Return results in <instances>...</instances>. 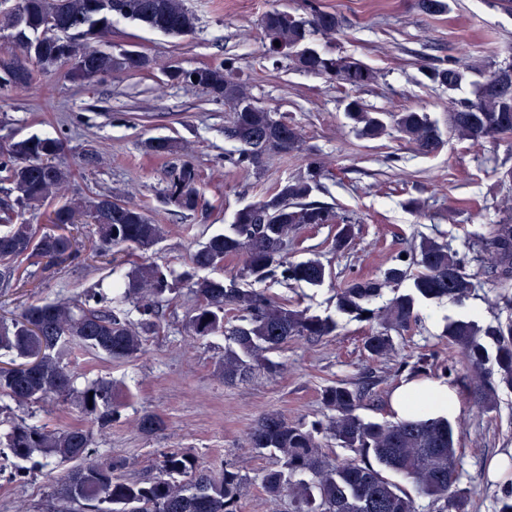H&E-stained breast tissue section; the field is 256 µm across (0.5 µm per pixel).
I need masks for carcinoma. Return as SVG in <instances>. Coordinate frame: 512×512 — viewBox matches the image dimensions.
Returning a JSON list of instances; mask_svg holds the SVG:
<instances>
[{
    "instance_id": "cac0c4a2",
    "label": "carcinoma",
    "mask_w": 512,
    "mask_h": 512,
    "mask_svg": "<svg viewBox=\"0 0 512 512\" xmlns=\"http://www.w3.org/2000/svg\"><path fill=\"white\" fill-rule=\"evenodd\" d=\"M143 24L171 36H188L197 28L187 0H0V48L17 61L37 66L44 73L66 70L74 82L90 81L100 72H149L155 63L145 54L132 65L128 51L117 53L100 45L101 38L84 39L74 62L64 58L61 41L68 28L85 26L110 32L112 18ZM342 19L307 0L305 14L274 8L260 19L270 56H285L293 68L321 76L347 91L346 112L359 134L370 140L387 132L379 113L369 111L357 93L377 80V71L354 57H334L308 46L317 34L341 32ZM280 46H275L274 42ZM470 67L463 60H448L428 69L426 76L450 90L459 89ZM168 82L200 90L229 112L225 137L238 144L232 164L243 172H259L273 152L303 151L297 126L259 105L236 76L235 61L184 69L164 67ZM32 70L19 74L0 69V94L7 96L29 87ZM512 63L499 65L477 84L475 98L454 102L450 127L454 135L473 145L512 137ZM393 129L422 153L440 145L436 126L424 112L405 110L391 114ZM146 147L157 157L177 153L184 145L169 137L150 139ZM59 138L31 136L0 149V181L10 185V195L0 199V294L25 286L20 265L50 256L54 263L106 257L115 248L128 250L133 260L124 280L105 294L95 288L74 299L30 303L10 320L0 318V396L19 406L62 400L90 415L100 428L112 425L117 409L112 405V383L89 382L80 388L77 375L64 362L75 346L101 352L112 359L138 356L148 336L160 327V308L172 291L169 274L151 262L146 253L166 236L143 208L107 193L68 198L48 215L54 230L43 232L22 218V211L37 210L65 190L73 170L61 162ZM325 173L319 157L304 156L303 172L277 185L265 199L238 210L224 232L211 236L191 257L199 269L215 267L229 256L244 257L240 276L261 279L279 273L282 280L319 285L326 275L318 259L292 261L285 254L288 235L302 226L335 224L334 248H348L355 225L332 204L310 199ZM168 200L184 211H194L200 198V176L190 163L174 170L166 189ZM94 226L96 239L86 246L78 236L81 219ZM480 253L488 255L480 273L493 283L512 284V213L491 225L479 239ZM418 272L411 274V267ZM413 280L412 294H398L379 309L369 307L383 289ZM476 287L466 272L465 257L448 243L424 239L410 260L397 256L383 279L355 277L337 295L338 311L374 322L379 329L364 338L373 359L395 350L391 332L408 328L417 319L416 298L460 302ZM197 304L186 319L187 335L203 340L230 336L236 348L224 350L219 369L224 380L245 377L264 354L294 337L319 339L336 331V321L313 315L236 281L200 277L191 283ZM140 315L130 319L125 306ZM243 313L242 323L224 330V310ZM448 345L464 353L472 381L467 395L486 411L498 405V392L512 390V318L479 325L468 317L446 323ZM362 391L346 383L323 389L321 403L328 420L308 427L290 422L278 412L260 416L250 433L249 447L269 450L279 466L267 471L262 484L273 500L283 493L292 512H416L413 498L384 475L391 471L408 480L417 493L443 502L441 512H469V492L459 486L462 454L457 448L455 425L446 416L395 422L366 421L357 414ZM165 426L163 418L149 414L139 422L147 436ZM323 433L349 449L353 456L334 464L326 461L317 434ZM92 435L79 427L51 430L15 422L0 437V446L27 461L41 452L53 463H75L56 477L53 495L66 503H82L91 512H238L243 478L233 468L207 474L185 451L162 455L160 474L148 483L128 482L117 471L123 463H101L92 458Z\"/></svg>"
}]
</instances>
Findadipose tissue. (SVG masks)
I'll return each mask as SVG.
<instances>
[{
	"label": "adipose tissue",
	"mask_w": 512,
	"mask_h": 512,
	"mask_svg": "<svg viewBox=\"0 0 512 512\" xmlns=\"http://www.w3.org/2000/svg\"><path fill=\"white\" fill-rule=\"evenodd\" d=\"M390 407L395 418L405 419L417 412L425 417L449 416L456 412L458 404L454 389L447 383L412 379L393 390Z\"/></svg>",
	"instance_id": "ef3b65f1"
}]
</instances>
